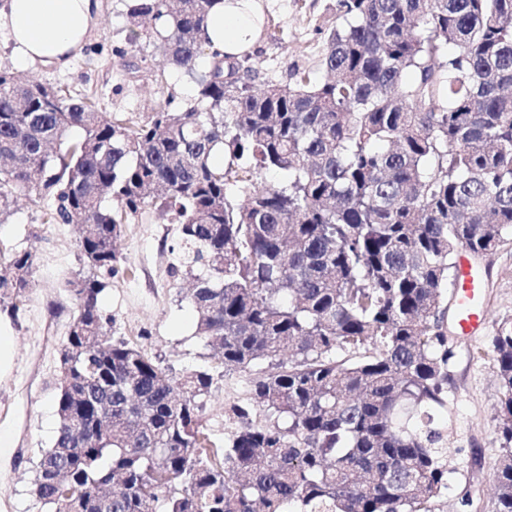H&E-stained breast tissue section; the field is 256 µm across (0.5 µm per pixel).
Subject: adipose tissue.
Masks as SVG:
<instances>
[{
  "label": "adipose tissue",
  "mask_w": 512,
  "mask_h": 512,
  "mask_svg": "<svg viewBox=\"0 0 512 512\" xmlns=\"http://www.w3.org/2000/svg\"><path fill=\"white\" fill-rule=\"evenodd\" d=\"M98 19L99 0H0V33L19 67L67 66ZM260 19L255 0H216L202 38L209 51L238 57L253 46Z\"/></svg>",
  "instance_id": "1"
}]
</instances>
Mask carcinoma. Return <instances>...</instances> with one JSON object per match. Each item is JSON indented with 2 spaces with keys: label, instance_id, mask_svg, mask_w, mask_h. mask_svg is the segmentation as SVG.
Returning <instances> with one entry per match:
<instances>
[{
  "label": "carcinoma",
  "instance_id": "carcinoma-1",
  "mask_svg": "<svg viewBox=\"0 0 512 512\" xmlns=\"http://www.w3.org/2000/svg\"><path fill=\"white\" fill-rule=\"evenodd\" d=\"M215 2L128 0V43L194 86L144 121L0 70V216L53 202L88 268L67 281L35 494L50 512H437L456 257L512 236V0H339L325 77L262 89L236 57L202 64ZM149 206L181 225L194 336L249 373L221 445L202 423L211 370L170 374L113 340L100 305L122 225ZM33 267L0 265L14 315ZM488 350L494 499L512 512L511 319Z\"/></svg>",
  "mask_w": 512,
  "mask_h": 512
}]
</instances>
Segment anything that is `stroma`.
<instances>
[{
    "label": "stroma",
    "mask_w": 512,
    "mask_h": 512,
    "mask_svg": "<svg viewBox=\"0 0 512 512\" xmlns=\"http://www.w3.org/2000/svg\"><path fill=\"white\" fill-rule=\"evenodd\" d=\"M126 0H100V24L66 68L34 64L27 75L67 87L72 95H92L103 111L146 120L167 99L183 101V82L161 71L153 46H128ZM264 15L261 36L248 54L255 86L287 83L295 69H318L326 52L325 35L340 22L339 0H259ZM52 203L21 202L0 222V248L34 255V286L18 314L0 308V324L12 336V358L0 373V512H44L33 485V465L50 448L57 427L55 386L59 352L75 314L65 282L81 267L72 226L50 222ZM178 225L152 207L124 225L118 250L126 272L112 280L101 306L112 314L117 337L137 344L162 365L180 374L214 366L210 350L193 335L195 312L185 288L187 274L172 277ZM479 267L486 288L481 335L456 337V357L448 400L452 439L458 453L456 475L439 504L441 512H496L490 491L493 466L502 453L496 438L495 370L481 350L497 323L512 318V240L484 257ZM247 376L225 369L204 399L203 422L223 440L232 422L231 404L246 399Z\"/></svg>",
    "instance_id": "stroma-1"
}]
</instances>
